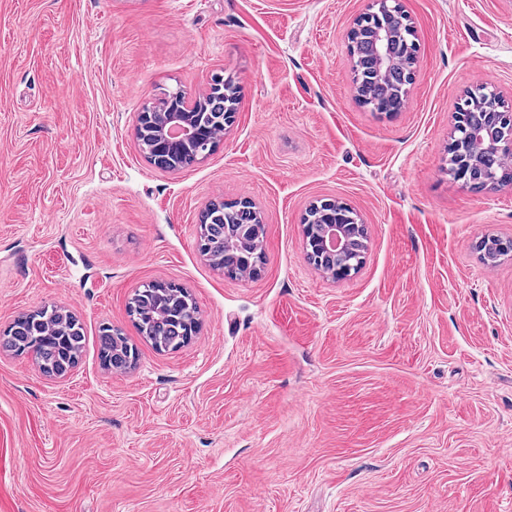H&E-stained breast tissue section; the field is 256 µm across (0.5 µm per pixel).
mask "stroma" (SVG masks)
Returning <instances> with one entry per match:
<instances>
[{
    "mask_svg": "<svg viewBox=\"0 0 512 512\" xmlns=\"http://www.w3.org/2000/svg\"><path fill=\"white\" fill-rule=\"evenodd\" d=\"M419 43L401 111L353 89L368 0H0V331L75 314L66 376L0 349V512H512V187L448 175L456 106L512 108V0H400ZM232 77L212 154L156 168L137 115ZM250 198L258 274L199 250L211 202ZM351 206L361 267L305 255L313 202ZM173 283L200 310L154 349L129 312ZM138 354L99 357L102 324Z\"/></svg>",
    "mask_w": 512,
    "mask_h": 512,
    "instance_id": "1",
    "label": "stroma"
}]
</instances>
